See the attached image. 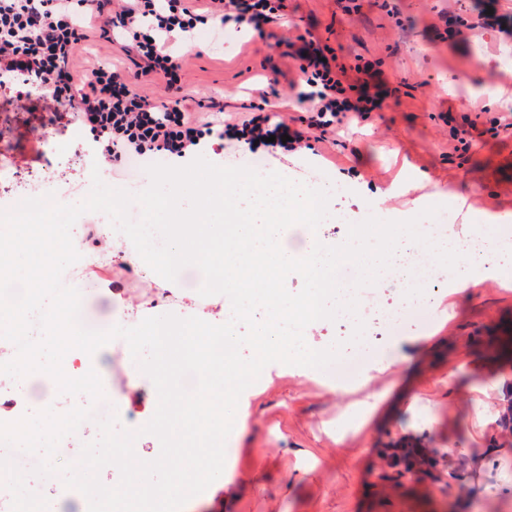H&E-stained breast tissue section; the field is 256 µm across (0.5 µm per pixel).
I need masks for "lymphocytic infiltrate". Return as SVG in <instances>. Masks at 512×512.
Segmentation results:
<instances>
[{"label":"lymphocytic infiltrate","instance_id":"obj_1","mask_svg":"<svg viewBox=\"0 0 512 512\" xmlns=\"http://www.w3.org/2000/svg\"><path fill=\"white\" fill-rule=\"evenodd\" d=\"M210 2L202 11L192 0H0V79L33 82L53 99L67 100L112 164L130 154L186 156L212 132V122L194 120L178 100L154 103L138 92V84L160 79L179 91L183 59L167 43L189 42L198 23L232 21L260 33L282 8L280 0ZM95 34L118 41L131 69L73 71L72 57ZM290 55L299 60L310 86L298 96L299 104L308 107L303 127L275 123L267 115L277 94V81L271 78L250 102L248 118L222 120V136L248 145L262 141L270 151H295L308 147L310 129L341 125L350 116L381 108L384 92L333 70L323 60V48L307 43Z\"/></svg>","mask_w":512,"mask_h":512}]
</instances>
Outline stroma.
I'll use <instances>...</instances> for the list:
<instances>
[{
  "mask_svg": "<svg viewBox=\"0 0 512 512\" xmlns=\"http://www.w3.org/2000/svg\"><path fill=\"white\" fill-rule=\"evenodd\" d=\"M381 2L359 0V14L350 16L339 0H284L279 19L261 36L232 22L198 25L182 50L184 92L225 111H240L251 91L264 86L262 66L270 61L280 70L271 119L298 115L295 87L302 74L275 51L285 35L332 47L351 80L359 77L358 62L372 63L370 78L398 92L337 139L310 150L253 151L215 138L203 156L223 166L254 158L267 171L301 182L312 170L319 181L338 184L331 217L316 231L330 245L346 238L349 224L371 215L406 220L440 205L451 211L456 233L493 214L512 215V130L491 131L494 119L512 111V67L502 64L512 57V37L475 25L482 7L509 12L512 0H398L400 26ZM448 16L474 24L467 40L449 38ZM69 110L68 103L31 96L22 83L0 87V177L25 180L56 169L49 144L80 149ZM466 117L477 132L462 143L451 122ZM98 251L112 268L88 273L80 289L84 326H134L148 317L145 304L152 299L158 310L180 317L228 321L226 296H200L198 268H183L173 283L148 271L130 277L122 269L123 239L103 238ZM174 285L180 293L170 308L160 295ZM431 293L433 303L396 324L370 323L369 336L355 344L346 317L308 325L310 347L349 340L335 381L325 383L307 367L266 366L240 396L246 433L225 454L223 485L208 487L182 512H512V431L498 424L512 400V358L493 359L489 348L492 337L512 336V273L496 279L475 273L460 291L445 280L432 284ZM393 351L402 361L381 370L382 356ZM90 366L119 396L122 427L136 429L153 417L156 389L132 357L115 360L106 345ZM361 379L379 396L369 415L358 404ZM395 444L441 451L447 487L424 481L379 488L384 452Z\"/></svg>",
  "mask_w": 512,
  "mask_h": 512,
  "instance_id": "stroma-1",
  "label": "stroma"
}]
</instances>
